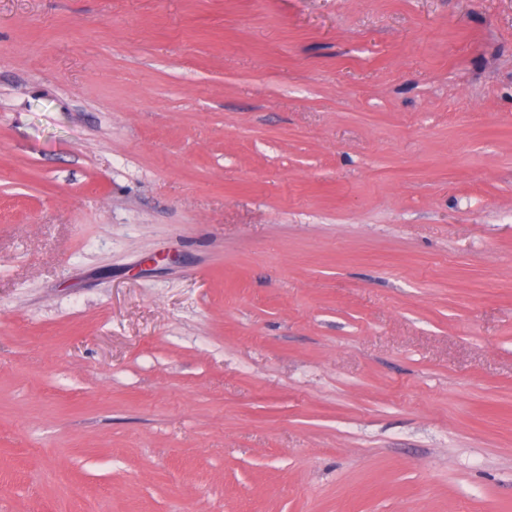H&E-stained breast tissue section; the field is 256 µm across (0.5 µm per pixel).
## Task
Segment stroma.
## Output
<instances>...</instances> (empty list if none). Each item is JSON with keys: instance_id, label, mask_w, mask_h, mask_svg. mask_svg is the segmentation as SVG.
Here are the masks:
<instances>
[{"instance_id": "1", "label": "stroma", "mask_w": 512, "mask_h": 512, "mask_svg": "<svg viewBox=\"0 0 512 512\" xmlns=\"http://www.w3.org/2000/svg\"><path fill=\"white\" fill-rule=\"evenodd\" d=\"M0 512H512V0H0Z\"/></svg>"}]
</instances>
